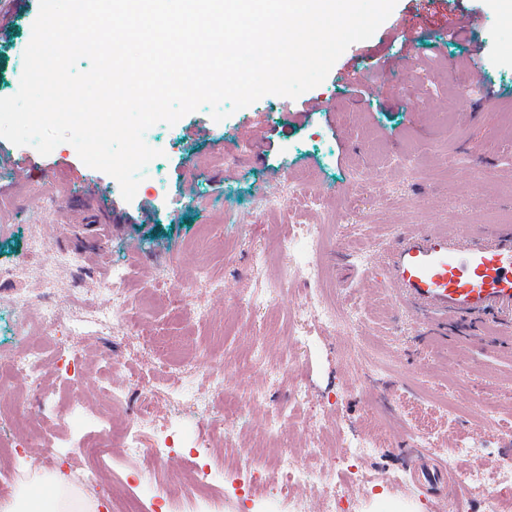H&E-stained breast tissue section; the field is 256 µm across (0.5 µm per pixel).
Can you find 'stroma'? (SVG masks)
Segmentation results:
<instances>
[{"label": "stroma", "mask_w": 512, "mask_h": 512, "mask_svg": "<svg viewBox=\"0 0 512 512\" xmlns=\"http://www.w3.org/2000/svg\"><path fill=\"white\" fill-rule=\"evenodd\" d=\"M9 9V28L0 30V97L19 88L39 0H13ZM446 10L478 14L477 35L451 36L440 19ZM406 18L420 27L410 43L394 34ZM473 82L475 95L467 90ZM145 141L163 155L128 202L117 180L86 166L71 144L44 156L0 138L1 156L29 162L19 177L0 167V268L22 272L0 279V380L14 395L28 392L26 377L10 370L20 349L15 325L27 320L30 336H42L39 313L57 302L62 335L86 357L77 385L59 383L57 413H67L75 392L92 405L84 415L88 433L104 425L136 431L142 390L135 380L144 376L156 383L154 427L175 418L187 431V443L160 466L147 457L138 462L143 497L153 495L158 472L187 483L216 461L230 473L244 434L288 404L298 373L307 388L302 424L283 425L261 452L269 459L298 454L319 440L316 419L372 429L384 442L380 457L359 462L361 480L336 484L354 512H430L428 498L405 483L410 443L401 421L409 412L445 445L480 429L485 453L447 466L461 478L474 468L495 477L501 457L512 453V401L490 419L453 421L438 401L512 391V352L487 338L462 348L422 340L389 291L367 281L398 232L443 222L512 224V0H398L374 35L350 45L324 82L301 97L268 94L219 123L203 107L174 125L153 126ZM297 184L316 193L315 205L289 198L273 212L258 207L263 192ZM104 214L112 236L98 244ZM298 224L326 229L322 283L297 278L267 307L251 308L254 289L278 279L286 264L274 254L254 266V253ZM34 231L46 243L37 257L28 251ZM52 261L57 288L48 295L40 270ZM117 267L132 271L129 308L112 323L105 319L112 298L101 283ZM166 268L176 269V278L148 292ZM202 268L222 281L221 290L198 280ZM19 292L27 306L15 304ZM75 297L86 300L85 310L71 309ZM323 298L363 311L353 340L315 319L305 346H293V312ZM199 303L207 319L193 318ZM259 341L278 375L242 365ZM105 356L114 365L109 375L98 363ZM206 366L223 371L225 388L242 402L238 414L189 407L198 393L190 375ZM107 382L116 397L103 393ZM257 387L264 402L252 400ZM46 437L70 439L63 423L0 424V439L24 443L16 464L21 482L40 474L37 452Z\"/></svg>", "instance_id": "obj_1"}]
</instances>
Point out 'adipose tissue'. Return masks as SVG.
<instances>
[{"label": "adipose tissue", "mask_w": 512, "mask_h": 512, "mask_svg": "<svg viewBox=\"0 0 512 512\" xmlns=\"http://www.w3.org/2000/svg\"><path fill=\"white\" fill-rule=\"evenodd\" d=\"M96 502L84 501L63 476H39L34 485H20L0 512H99Z\"/></svg>", "instance_id": "adipose-tissue-1"}]
</instances>
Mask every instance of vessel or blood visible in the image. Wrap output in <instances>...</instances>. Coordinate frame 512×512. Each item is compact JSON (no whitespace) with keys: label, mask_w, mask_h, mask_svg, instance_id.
Masks as SVG:
<instances>
[{"label":"vessel or blood","mask_w":512,"mask_h":512,"mask_svg":"<svg viewBox=\"0 0 512 512\" xmlns=\"http://www.w3.org/2000/svg\"><path fill=\"white\" fill-rule=\"evenodd\" d=\"M383 285L426 336L461 346L486 331L512 342V225L432 224L396 235ZM413 486L441 506L455 483L446 466L414 450Z\"/></svg>","instance_id":"1"}]
</instances>
